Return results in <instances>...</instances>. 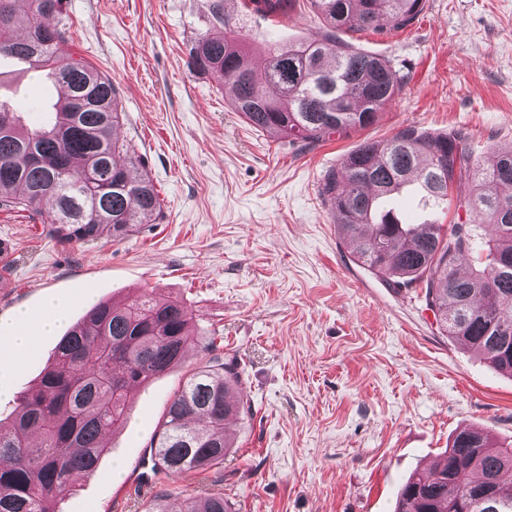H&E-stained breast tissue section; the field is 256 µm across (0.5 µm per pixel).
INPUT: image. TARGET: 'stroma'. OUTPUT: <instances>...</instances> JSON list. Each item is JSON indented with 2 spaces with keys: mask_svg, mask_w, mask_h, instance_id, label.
Wrapping results in <instances>:
<instances>
[{
  "mask_svg": "<svg viewBox=\"0 0 512 512\" xmlns=\"http://www.w3.org/2000/svg\"><path fill=\"white\" fill-rule=\"evenodd\" d=\"M209 0H66L75 50L119 93L116 137L143 162L162 203L156 223L121 239L69 241L47 213L0 210V336L17 309L45 296L76 322L88 305L140 292L183 299L197 328L218 330L214 354L137 387L127 425L107 435L94 474L79 478L58 512H143L157 488L182 497L223 492L235 512H392L400 485L432 467L460 430L512 443V377L441 332L416 292L362 266L320 196L323 178L366 140L414 124L464 128L475 158L512 145V0H427L415 22L345 41L390 59L402 90L377 123L308 146L249 126L228 94L189 66L212 31ZM243 17L255 59L268 43L313 37L307 0L288 19ZM57 100L27 64L0 60V101L36 124ZM61 331L31 353L0 345L8 390L0 417L53 360ZM236 358L246 411L223 464L147 484L149 441L190 369ZM122 462L124 476L114 480Z\"/></svg>",
  "mask_w": 512,
  "mask_h": 512,
  "instance_id": "1",
  "label": "stroma"
}]
</instances>
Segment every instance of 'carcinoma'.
Here are the masks:
<instances>
[{
    "label": "carcinoma",
    "mask_w": 512,
    "mask_h": 512,
    "mask_svg": "<svg viewBox=\"0 0 512 512\" xmlns=\"http://www.w3.org/2000/svg\"><path fill=\"white\" fill-rule=\"evenodd\" d=\"M65 0H0V59L23 57L64 89L47 122L30 127L0 104V210L47 211L67 238H124L154 223L161 203L140 161L114 137L120 122L112 80L71 50L68 29L46 20ZM297 0H246L261 16L288 17ZM426 0H309L323 27L299 43H270L256 69L237 18L210 0L219 34L189 49L197 73L230 88L231 105L255 129L323 141L375 124L400 92L392 61L336 37L349 30H401ZM462 179L471 196L452 202ZM431 209L454 207L478 223L406 224L389 207L408 183ZM321 195L356 259L397 288L423 290L440 327L502 373L512 375V146L473 158L461 130L408 125L366 140L327 173ZM491 236L479 241L478 228ZM217 336L192 329L178 297L143 292L118 306L102 301L67 330L40 382L18 399L0 426V512H58L73 477H90L106 451L103 437L126 425L131 390L170 371L189 349L211 352ZM236 360L215 359L189 374L150 439L158 480L206 470L234 445L230 422L241 413ZM488 489L497 512H512V447L479 428L460 431L431 475L401 486L394 512H487L473 492ZM181 512H234L224 494L188 496Z\"/></svg>",
    "instance_id": "cac0c4a2"
}]
</instances>
